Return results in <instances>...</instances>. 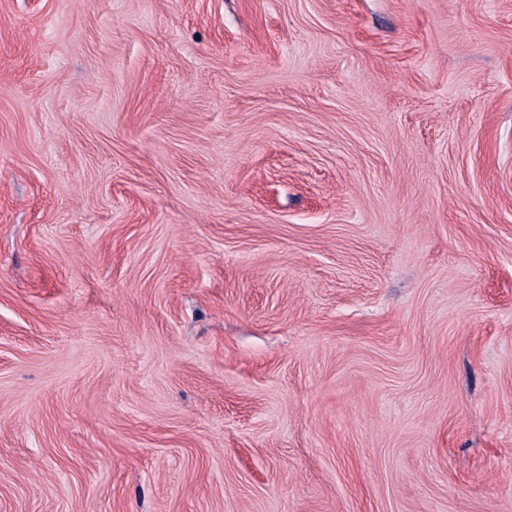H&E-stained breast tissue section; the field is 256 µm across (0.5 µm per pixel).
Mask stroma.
<instances>
[{
  "label": "stroma",
  "mask_w": 512,
  "mask_h": 512,
  "mask_svg": "<svg viewBox=\"0 0 512 512\" xmlns=\"http://www.w3.org/2000/svg\"><path fill=\"white\" fill-rule=\"evenodd\" d=\"M0 512H512V0H0Z\"/></svg>",
  "instance_id": "35a3bbf8"
}]
</instances>
